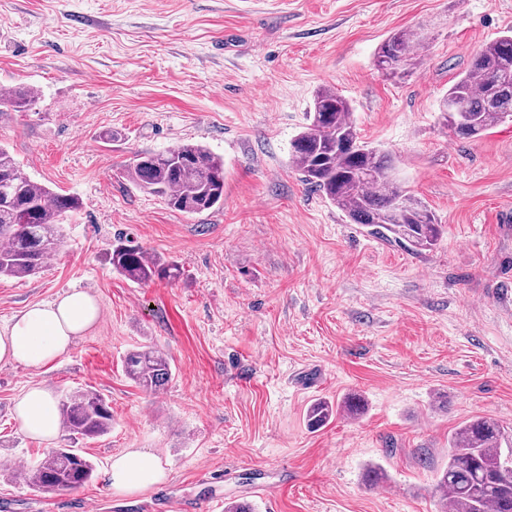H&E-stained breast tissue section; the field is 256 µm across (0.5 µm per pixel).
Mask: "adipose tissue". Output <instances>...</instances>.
Masks as SVG:
<instances>
[{"label":"adipose tissue","instance_id":"1","mask_svg":"<svg viewBox=\"0 0 512 512\" xmlns=\"http://www.w3.org/2000/svg\"><path fill=\"white\" fill-rule=\"evenodd\" d=\"M99 315L96 299L84 291L26 306L0 325V363L26 367L54 363L96 324ZM15 417L21 430L35 439L49 441L59 431L56 405L37 387L28 388L16 401ZM107 475L110 491L133 494L160 482L164 472L156 455L129 448L112 457Z\"/></svg>","mask_w":512,"mask_h":512}]
</instances>
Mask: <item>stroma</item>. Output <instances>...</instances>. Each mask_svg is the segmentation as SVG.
Returning a JSON list of instances; mask_svg holds the SVG:
<instances>
[{
	"mask_svg": "<svg viewBox=\"0 0 512 512\" xmlns=\"http://www.w3.org/2000/svg\"><path fill=\"white\" fill-rule=\"evenodd\" d=\"M410 29L424 37L412 66L384 76L378 48ZM508 29L512 0H0V89L36 91L27 110L0 105V147L82 202L40 273L0 276V324L72 290L100 306L54 364L0 363V460L30 467L71 445L23 433L13 408L29 387L93 390L112 411L106 435L78 443L89 482L36 491L0 467V512H155L216 492L254 512H439L455 429L485 416L512 437V119L459 141L439 112ZM324 87L443 224L436 248L351 223L292 166ZM184 143L223 157V207L183 214L132 181L135 155ZM119 238L180 279L115 272ZM145 345L171 364L155 394L121 368ZM351 393L360 415L307 427L314 400ZM129 448L166 477L109 493Z\"/></svg>",
	"mask_w": 512,
	"mask_h": 512,
	"instance_id": "35a3bbf8",
	"label": "stroma"
}]
</instances>
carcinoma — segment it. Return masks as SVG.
<instances>
[{"mask_svg":"<svg viewBox=\"0 0 512 512\" xmlns=\"http://www.w3.org/2000/svg\"><path fill=\"white\" fill-rule=\"evenodd\" d=\"M418 32L391 34L378 48L375 65L386 76L404 74L411 65ZM35 92L14 88L0 103L29 105ZM445 126L459 139H473L512 116V30L482 46L440 101ZM291 163L307 184L345 213L354 224L373 228L385 239L407 242L417 251L433 249L443 228L418 198L401 186L390 155L361 140L351 120L349 101L330 87L320 89L307 124L291 142ZM129 174L144 191L164 198L179 212L198 214L224 204V159L204 146L137 155ZM81 209L75 196L52 192L33 180L8 150L0 147V275L37 274L61 245V225ZM112 268L140 283L153 278L177 280L181 270L149 256L131 240H118L109 253ZM122 370L141 389L156 393L169 382V359L156 348L127 352ZM344 410L357 415L361 398L341 405L313 402L306 414L311 430L324 427ZM58 411L68 437L93 439L112 427V412L96 391H75L60 400ZM504 433L491 418L477 416L458 427L449 440L448 464L437 475L433 496L454 512H512V462L502 448ZM92 464L70 449L50 451L31 468L35 489L67 491L85 484Z\"/></svg>","mask_w":512,"mask_h":512,"instance_id":"obj_1","label":"carcinoma"}]
</instances>
